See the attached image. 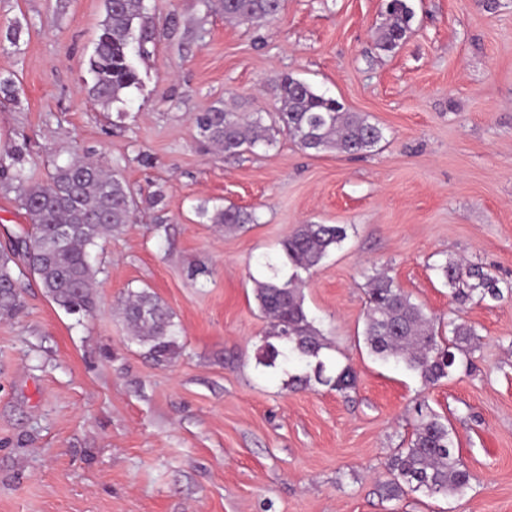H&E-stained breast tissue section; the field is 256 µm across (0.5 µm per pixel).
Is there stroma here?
I'll list each match as a JSON object with an SVG mask.
<instances>
[{
    "instance_id": "obj_1",
    "label": "stroma",
    "mask_w": 512,
    "mask_h": 512,
    "mask_svg": "<svg viewBox=\"0 0 512 512\" xmlns=\"http://www.w3.org/2000/svg\"><path fill=\"white\" fill-rule=\"evenodd\" d=\"M411 32L377 48L385 0H283L262 25L219 0H146L157 33L139 88L89 99L104 0H0V150L31 181L92 155L143 196L133 223L91 251L95 307L70 314L28 274L0 319V512H512V299L452 301L437 267L482 266L512 283V0H408ZM20 23L17 42L6 37ZM292 75L385 139L358 156L272 146L221 156L192 120L216 104L273 112ZM256 223L227 232L207 210ZM303 224H340L342 245L304 276V305L358 387L288 389L257 362L267 329L254 283ZM29 228L0 181V245ZM385 271L446 330H477L471 374L433 385L375 360L365 283ZM170 310L182 347L156 364L130 341L128 290ZM426 403L473 474L456 499L378 489ZM213 224H217L224 231H235L246 224H253L256 217L253 212L243 208L229 205L218 209L211 218Z\"/></svg>"
}]
</instances>
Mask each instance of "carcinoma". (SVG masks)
Masks as SVG:
<instances>
[{"label": "carcinoma", "mask_w": 512, "mask_h": 512, "mask_svg": "<svg viewBox=\"0 0 512 512\" xmlns=\"http://www.w3.org/2000/svg\"><path fill=\"white\" fill-rule=\"evenodd\" d=\"M105 17L100 24L94 52L89 59V95L98 102H120L122 94L139 84L138 68L130 54L131 40L138 54H149L152 33L145 21L144 0H104ZM224 17L240 23L275 18L281 0H221ZM413 11L407 0H387L386 23L379 28L378 46L395 50L410 30ZM279 107L265 126L262 117L244 119L237 112L213 106L194 116L203 141L226 155L252 151L272 143L270 131L286 132L302 149L316 153L333 149L358 154L377 146L382 129L356 112L336 106V100L317 93L308 83L290 75L273 87ZM15 184L30 230L0 249V318H12L21 309L13 267L23 262L40 283L46 296L70 313L94 304L97 270L91 250L102 239L133 222L143 199L117 172L89 158H77L57 166L43 183H31L21 156H0V179ZM253 212L229 205L218 209L212 223L226 231L253 224ZM347 236L339 224H303L282 243V251L294 268L286 280L273 275L255 282V297L267 319L269 331L261 347L260 363L276 366L277 360L302 365L306 373L293 375L291 388L326 386L348 396L357 388L358 377L346 365L327 374L321 359L328 342L305 308L298 271L318 266L330 249ZM456 301L475 296L502 300L512 297V283L500 281L482 267L447 261L438 267ZM123 314L132 339L146 348L158 364H169L180 354L170 311L148 289L129 290L122 301ZM452 337L438 341L433 319L414 303L394 280L381 273L370 278L363 336L370 353L384 362L416 373L433 385L473 368L479 335L466 323L448 321ZM391 478L382 486V497L399 501L409 493L428 498H455L470 488L471 474L456 454L448 424L425 404L417 407L414 431L407 447L398 449L388 464Z\"/></svg>", "instance_id": "obj_1"}]
</instances>
